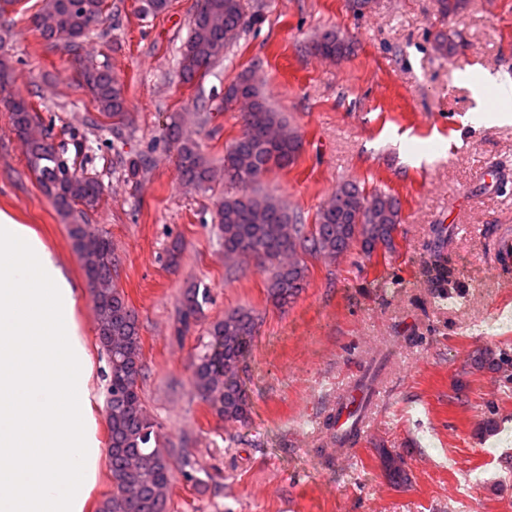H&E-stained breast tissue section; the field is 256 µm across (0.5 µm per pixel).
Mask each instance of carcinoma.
<instances>
[{
    "instance_id": "obj_1",
    "label": "carcinoma",
    "mask_w": 512,
    "mask_h": 512,
    "mask_svg": "<svg viewBox=\"0 0 512 512\" xmlns=\"http://www.w3.org/2000/svg\"><path fill=\"white\" fill-rule=\"evenodd\" d=\"M104 14L105 0H44L34 25L45 40L72 56L99 112L111 119L113 130L119 132L127 117L122 90L109 69L85 62L80 54L85 40L97 35L93 24L103 20ZM261 20L257 11L245 19L243 0H204L179 59L183 80L190 83L210 70L238 40L245 22ZM311 49L318 56L334 59L347 56L352 47L330 28L313 40ZM222 104L226 112H240L243 132L224 151L220 167L185 134L176 115L170 117L168 138L176 147L182 181L206 191L219 169L224 183L236 188L224 196L218 212L224 256L231 261L239 256L255 258L270 272L268 293L276 304L287 305L304 288L306 266L298 258L300 250L334 259L355 243L367 257L380 248H392L401 204L385 191L367 194L355 182L343 183L318 212L312 229L277 200L249 191L271 169L291 165L302 141L269 106L249 71L224 88ZM8 107L13 131L26 145L29 167L57 213L70 224L72 247L91 288L98 341L107 357L106 421L113 490L99 512H167L173 470L168 451L157 444L154 423L146 415L139 393L138 317L114 285L112 240L75 216L76 207L88 210L97 205L102 186L95 178L76 173L65 150L34 133L35 116L25 99L14 98ZM205 300L207 293L195 290L183 296L179 331L187 332L196 325ZM256 330L252 311L236 308L225 313L206 329L207 341L194 365L197 394L226 422L248 418L249 400L238 370ZM378 455L393 484L409 481L400 454L380 448Z\"/></svg>"
}]
</instances>
